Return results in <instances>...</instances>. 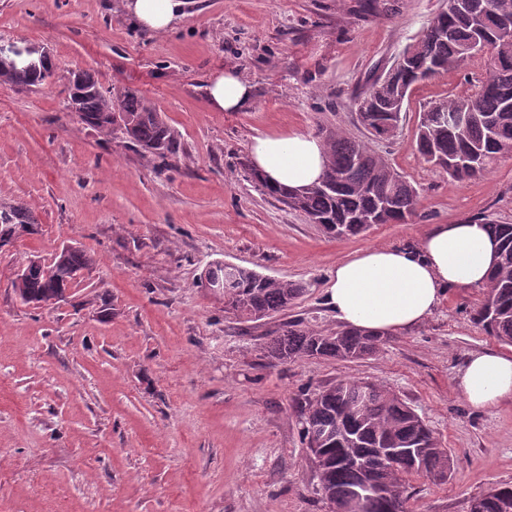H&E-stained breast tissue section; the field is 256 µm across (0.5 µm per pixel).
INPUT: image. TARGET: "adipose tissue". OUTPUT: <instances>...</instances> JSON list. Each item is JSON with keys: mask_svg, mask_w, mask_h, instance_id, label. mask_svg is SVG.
Here are the masks:
<instances>
[{"mask_svg": "<svg viewBox=\"0 0 512 512\" xmlns=\"http://www.w3.org/2000/svg\"><path fill=\"white\" fill-rule=\"evenodd\" d=\"M185 0H124L131 23L154 32L175 28ZM211 110L239 112L253 101L254 87L233 70L205 88ZM252 164L269 184L299 190L318 181L324 146L313 135L285 131L254 138ZM498 243L487 226L468 218L436 224L419 243L368 247L337 263L326 292L328 306L345 324L375 332L405 331L428 318L446 289L477 288L489 279ZM454 390L471 408L492 410L512 400V353L470 355Z\"/></svg>", "mask_w": 512, "mask_h": 512, "instance_id": "adipose-tissue-1", "label": "adipose tissue"}]
</instances>
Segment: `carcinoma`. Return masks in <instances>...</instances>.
Here are the masks:
<instances>
[{
  "mask_svg": "<svg viewBox=\"0 0 512 512\" xmlns=\"http://www.w3.org/2000/svg\"><path fill=\"white\" fill-rule=\"evenodd\" d=\"M485 44L491 64L466 94L440 101L442 111L425 109L416 125L417 149L427 163L441 168L456 182L489 171L502 158L512 157V0H446L442 9L409 43L390 68L376 76L355 98L356 115L375 140L386 121H401L414 85L442 72L458 70L473 57L475 39ZM42 71L22 69L0 55V81L31 88L44 83ZM68 105L80 122L110 136L121 132L141 149L161 157L179 152V135L164 113L137 92L118 96L101 86L90 72L70 81ZM326 162L319 182L301 191L271 186L254 169L252 182L289 209L321 225L334 237L356 236L373 224H392L412 216L418 205L416 188L369 144L340 128L321 129ZM498 241L493 271L484 285L485 297L473 321L487 334L512 346V224L481 218ZM23 225L38 232V220L22 202L0 203V239ZM93 257L78 247H66L53 262L33 256L23 266L25 276L12 288L24 303H39L77 283ZM201 281L223 285L224 310L247 321H261L288 311L305 291L303 285L265 276L236 265L214 263ZM381 334L344 326L315 329L301 319L280 324L267 345L269 358L288 362L325 358L351 362L379 352ZM302 436L333 433L322 448L318 468L319 492L335 503L361 478L344 464L355 455L367 460L372 478L381 486L370 512H410L409 477L422 475L444 482L451 456L440 446L423 419L386 386L363 379L341 380L300 402ZM470 512H512V486L490 488L475 498Z\"/></svg>",
  "mask_w": 512,
  "mask_h": 512,
  "instance_id": "cac0c4a2",
  "label": "carcinoma"
}]
</instances>
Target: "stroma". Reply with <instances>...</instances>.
<instances>
[{"mask_svg": "<svg viewBox=\"0 0 512 512\" xmlns=\"http://www.w3.org/2000/svg\"><path fill=\"white\" fill-rule=\"evenodd\" d=\"M443 6L187 0L175 30L152 34L124 19L121 0H0V41L46 50L54 65L36 90L0 84V200L39 222L0 248V512H330L297 402L353 377L395 390L453 457L447 482L411 478V512H470L491 485H512V402L476 410L453 389L469 354L502 347L472 319L482 289H447L429 318L362 360L281 363L265 349L290 319L340 328L325 289L354 253L482 213L512 224V158L457 183L416 149L419 112L466 93L484 55L417 84L395 136L374 145L419 193L405 222L328 237L241 167L264 134L361 136L356 94ZM227 68L256 87L244 111L207 106V82ZM78 70L164 112L178 155L81 124L66 107ZM67 245L96 258L80 286L22 304L17 271ZM216 262L306 290L285 313L245 322L200 285Z\"/></svg>", "mask_w": 512, "mask_h": 512, "instance_id": "obj_1", "label": "stroma"}]
</instances>
